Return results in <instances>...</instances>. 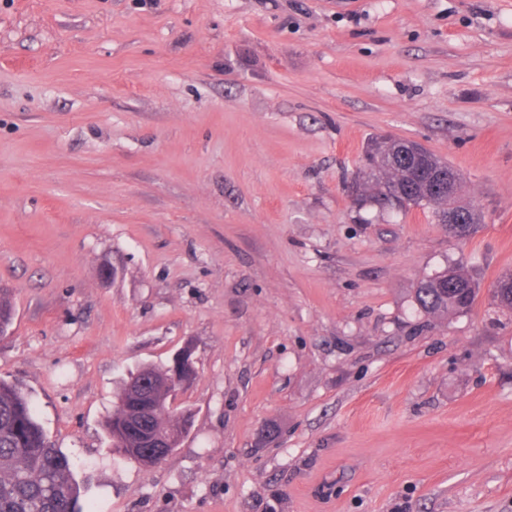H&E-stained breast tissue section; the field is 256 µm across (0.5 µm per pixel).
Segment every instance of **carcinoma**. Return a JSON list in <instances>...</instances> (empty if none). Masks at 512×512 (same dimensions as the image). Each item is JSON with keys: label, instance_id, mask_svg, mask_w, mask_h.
Instances as JSON below:
<instances>
[{"label": "carcinoma", "instance_id": "carcinoma-1", "mask_svg": "<svg viewBox=\"0 0 512 512\" xmlns=\"http://www.w3.org/2000/svg\"><path fill=\"white\" fill-rule=\"evenodd\" d=\"M401 144L386 139L381 157L366 165L360 200L381 207L393 198L401 208L431 206L439 220L450 210L465 208L457 194L434 193L427 184L407 178L405 158L398 152ZM511 278L512 273L501 275L492 290L496 304L510 310ZM477 295L474 282L462 269L448 267L422 280L415 299L423 313L441 317L470 311ZM13 312L12 291L0 288L1 337ZM145 397L166 409L170 387L165 368L152 365L129 374L117 395L122 404L105 417L102 429L118 456L149 466L156 463V449L142 447V437L165 430L167 420L134 408ZM82 492L73 460L49 438L30 395L19 382L0 377V512H85Z\"/></svg>", "mask_w": 512, "mask_h": 512}]
</instances>
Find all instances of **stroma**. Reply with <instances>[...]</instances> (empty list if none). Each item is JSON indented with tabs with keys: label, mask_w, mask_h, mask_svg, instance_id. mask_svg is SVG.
<instances>
[{
	"label": "stroma",
	"mask_w": 512,
	"mask_h": 512,
	"mask_svg": "<svg viewBox=\"0 0 512 512\" xmlns=\"http://www.w3.org/2000/svg\"><path fill=\"white\" fill-rule=\"evenodd\" d=\"M421 143L479 222L356 206ZM112 265L111 281L99 275ZM459 266L474 307L421 312ZM512 0H0V376L94 512H512ZM192 345L151 466L100 422Z\"/></svg>",
	"instance_id": "obj_1"
}]
</instances>
